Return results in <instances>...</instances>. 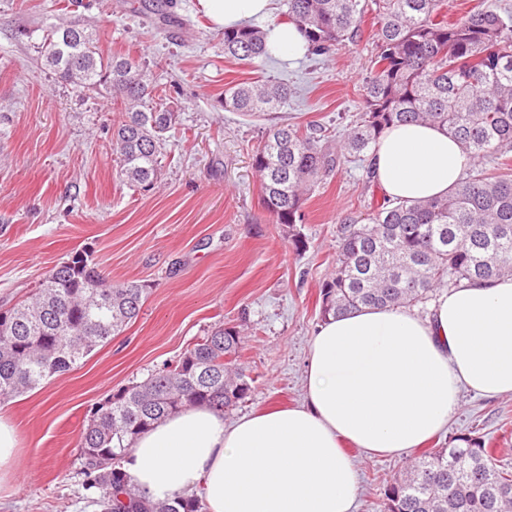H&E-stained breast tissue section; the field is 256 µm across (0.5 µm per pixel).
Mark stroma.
<instances>
[{
    "label": "stroma",
    "instance_id": "obj_1",
    "mask_svg": "<svg viewBox=\"0 0 512 512\" xmlns=\"http://www.w3.org/2000/svg\"><path fill=\"white\" fill-rule=\"evenodd\" d=\"M140 0H0V310L29 299L46 272L87 251L113 282L145 285L136 319L69 373L0 403L20 432V478L0 512H97L81 474L80 437L92 408L177 360L214 324L242 327L250 395L224 414L302 403L309 337L321 325L319 292L336 267L341 220L383 194L367 161L346 163L306 200L295 249L261 203L252 155L266 127L323 126L342 139L363 107L375 57L372 15L357 45L332 57L278 58L252 68L225 57L198 0H174L178 22L139 11ZM94 30L103 53L152 62L151 79L178 107L158 180L148 189L119 173L108 96L77 92L40 58V26ZM287 83L288 101L265 118L226 111L224 87L255 78ZM483 438L512 470V396L461 391L435 448ZM354 512H381L386 479L404 457L353 452Z\"/></svg>",
    "mask_w": 512,
    "mask_h": 512
}]
</instances>
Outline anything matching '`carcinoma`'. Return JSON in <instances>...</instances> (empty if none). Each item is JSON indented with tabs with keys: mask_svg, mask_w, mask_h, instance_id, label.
Instances as JSON below:
<instances>
[{
	"mask_svg": "<svg viewBox=\"0 0 512 512\" xmlns=\"http://www.w3.org/2000/svg\"><path fill=\"white\" fill-rule=\"evenodd\" d=\"M441 0H287V18L308 53L330 56L355 45L375 5L376 54L364 84L363 110L338 145L321 127L266 129L253 154L262 201L272 223L292 231L303 221L307 196L351 157L374 152L398 123L432 124L471 159L466 177L442 197L383 199L361 218L342 219L336 270L320 287L322 320L371 307H413L442 288L512 276V174L482 167L512 152V21L472 9L449 23L437 19ZM274 25H239L223 33L224 55L245 65L272 58ZM43 48L47 65L78 89L106 91L122 112L112 129L120 174L150 186L162 161L165 133L177 112L152 101L146 61L103 55L93 34L53 23ZM288 87L269 80L224 89V109L263 116L288 99ZM146 288L114 284L91 256L75 251L48 271L31 299L7 310L0 323V400L62 376L137 317ZM242 333L219 325L176 362L127 386L94 408L80 444L83 485L100 490L101 512H203L197 497L140 496L123 462L135 438L190 405L224 412L244 400L254 379L240 362ZM434 448L393 475L384 512H512V471L494 452L461 436Z\"/></svg>",
	"mask_w": 512,
	"mask_h": 512,
	"instance_id": "cac0c4a2",
	"label": "carcinoma"
}]
</instances>
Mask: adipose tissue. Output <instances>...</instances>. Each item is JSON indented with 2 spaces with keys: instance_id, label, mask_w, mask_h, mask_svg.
Listing matches in <instances>:
<instances>
[{
  "instance_id": "1",
  "label": "adipose tissue",
  "mask_w": 512,
  "mask_h": 512,
  "mask_svg": "<svg viewBox=\"0 0 512 512\" xmlns=\"http://www.w3.org/2000/svg\"><path fill=\"white\" fill-rule=\"evenodd\" d=\"M214 30L268 17L271 0H198ZM470 164L445 131L395 125L370 161L393 200L443 196ZM302 406L245 415L189 407L141 434L124 468L155 500L201 495L208 512H352L342 444L402 457L448 426L461 390L512 395V277L442 294L429 318L403 307L328 319L308 342Z\"/></svg>"
}]
</instances>
